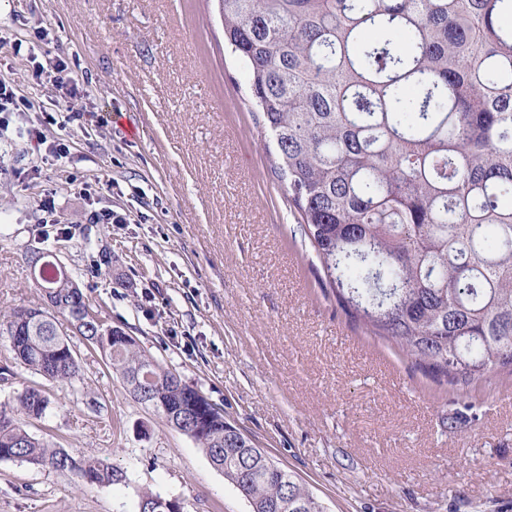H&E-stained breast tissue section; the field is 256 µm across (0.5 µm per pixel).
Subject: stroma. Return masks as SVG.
Instances as JSON below:
<instances>
[{
	"label": "stroma",
	"mask_w": 512,
	"mask_h": 512,
	"mask_svg": "<svg viewBox=\"0 0 512 512\" xmlns=\"http://www.w3.org/2000/svg\"><path fill=\"white\" fill-rule=\"evenodd\" d=\"M39 27L41 53L17 47ZM60 61L87 74L88 96L37 78ZM0 83L31 102L0 112V307L42 301L28 259L52 252L109 323L223 408L325 512H512V374L445 397L340 307L274 172L217 0H0ZM68 339L81 383L17 365L0 403L41 386L50 405L30 433L125 479L80 485L0 461V512H136L146 492L182 512H251L97 348Z\"/></svg>",
	"instance_id": "stroma-1"
}]
</instances>
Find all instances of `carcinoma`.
Instances as JSON below:
<instances>
[{
  "label": "carcinoma",
  "mask_w": 512,
  "mask_h": 512,
  "mask_svg": "<svg viewBox=\"0 0 512 512\" xmlns=\"http://www.w3.org/2000/svg\"><path fill=\"white\" fill-rule=\"evenodd\" d=\"M286 185L341 306L464 397L512 372V0H219ZM44 304L0 313L13 358L61 385L83 366L64 317L134 399L181 430L252 512H323L198 388L88 315L89 297L40 255ZM50 400L0 405V460L107 486L123 480L27 430Z\"/></svg>",
  "instance_id": "carcinoma-1"
}]
</instances>
